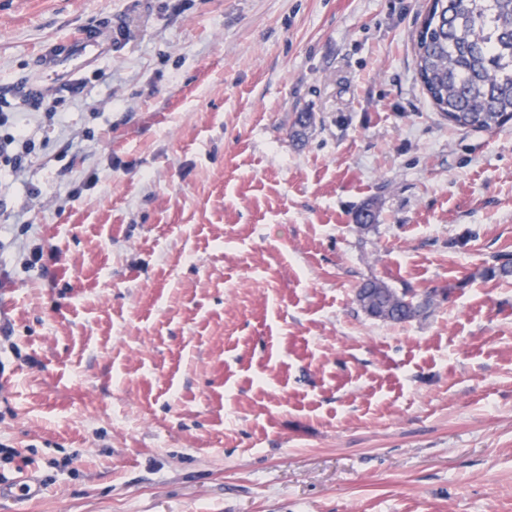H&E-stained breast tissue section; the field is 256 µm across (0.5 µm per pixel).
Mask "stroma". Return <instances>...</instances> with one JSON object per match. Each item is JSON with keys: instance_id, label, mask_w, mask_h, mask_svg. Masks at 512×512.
<instances>
[{"instance_id": "stroma-1", "label": "stroma", "mask_w": 512, "mask_h": 512, "mask_svg": "<svg viewBox=\"0 0 512 512\" xmlns=\"http://www.w3.org/2000/svg\"><path fill=\"white\" fill-rule=\"evenodd\" d=\"M428 7L0 0V87L57 93L0 171V472L45 484L0 512H512V123L430 103ZM356 300L371 318L394 323L413 321L423 315L430 305L428 300L415 303L377 278L368 279L361 284Z\"/></svg>"}]
</instances>
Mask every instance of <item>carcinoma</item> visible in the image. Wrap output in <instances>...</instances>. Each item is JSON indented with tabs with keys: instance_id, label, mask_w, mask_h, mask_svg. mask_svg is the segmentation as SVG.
<instances>
[{
	"instance_id": "cac0c4a2",
	"label": "carcinoma",
	"mask_w": 512,
	"mask_h": 512,
	"mask_svg": "<svg viewBox=\"0 0 512 512\" xmlns=\"http://www.w3.org/2000/svg\"><path fill=\"white\" fill-rule=\"evenodd\" d=\"M417 75L448 122L493 132L512 121V0H431L416 36ZM356 300L371 318L394 323L423 315L384 281L363 282Z\"/></svg>"
}]
</instances>
